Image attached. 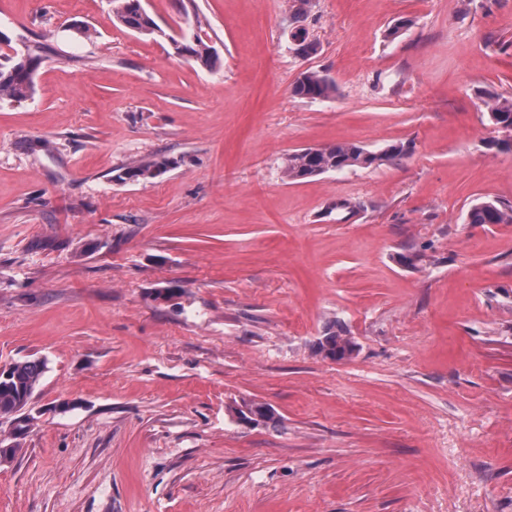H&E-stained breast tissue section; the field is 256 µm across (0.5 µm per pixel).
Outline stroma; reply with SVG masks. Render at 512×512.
Returning <instances> with one entry per match:
<instances>
[{"label":"stroma","instance_id":"stroma-1","mask_svg":"<svg viewBox=\"0 0 512 512\" xmlns=\"http://www.w3.org/2000/svg\"><path fill=\"white\" fill-rule=\"evenodd\" d=\"M143 5L161 35L0 0V50L43 48L0 100V366L47 365L0 512H512V224L467 219L512 204L484 107L512 0H311L307 58L287 0ZM308 69L332 98L292 95ZM340 141L408 152L283 178ZM332 322L350 358L317 353ZM180 54H185L193 58L196 62L211 71L216 70L221 63L217 51L198 37L183 43ZM171 165L172 161L169 158L160 157L151 161L141 162L127 167L123 172L125 177L119 175V178L120 180L127 178L136 181H148L159 176L163 171L166 172ZM467 218L472 224H511L512 205L497 200L481 201L472 205Z\"/></svg>","mask_w":512,"mask_h":512}]
</instances>
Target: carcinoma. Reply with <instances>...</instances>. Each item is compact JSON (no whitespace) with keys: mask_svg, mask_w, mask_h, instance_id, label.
<instances>
[{"mask_svg":"<svg viewBox=\"0 0 512 512\" xmlns=\"http://www.w3.org/2000/svg\"><path fill=\"white\" fill-rule=\"evenodd\" d=\"M113 13L125 29L143 36L163 35L148 14L142 0H113ZM290 38L298 41V56L307 57L317 52V44L309 39L304 27H296ZM181 53L193 58L203 67L215 70L221 59L217 51L196 37L182 44ZM40 49H29V56H6L0 62V99L24 100L35 93V72L40 64ZM335 84L324 74L306 70L300 74L291 92L301 99L316 101L328 99ZM488 122L497 137L489 146L500 151H512V97L493 96L484 102ZM406 155L403 145H391L380 152H370L352 142H336L319 148H301L289 152L285 158L283 175L289 181H299L328 172H343L352 167H370L400 160ZM173 165V161L160 157L127 167V179L148 181L159 176ZM470 224H511L512 205L497 200L478 202L470 208ZM357 344L342 326H331L317 344V352L325 358L342 360L351 357ZM41 359H26L6 365L0 371V419L11 418L14 429L21 432L36 420L32 413V399L45 372Z\"/></svg>","mask_w":512,"mask_h":512,"instance_id":"carcinoma-1","label":"carcinoma"}]
</instances>
